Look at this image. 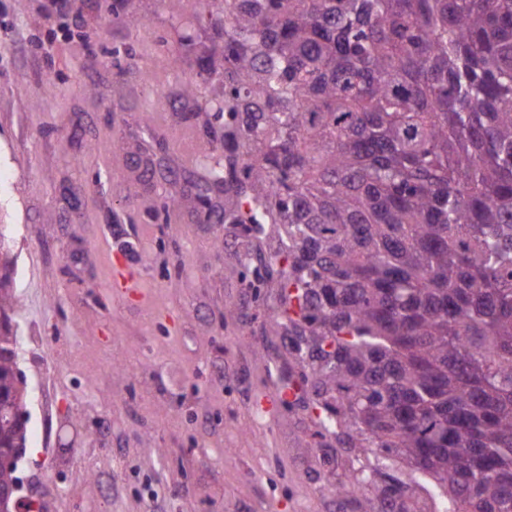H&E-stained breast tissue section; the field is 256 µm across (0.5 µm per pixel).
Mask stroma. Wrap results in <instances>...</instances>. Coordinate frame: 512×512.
I'll list each match as a JSON object with an SVG mask.
<instances>
[{
    "label": "stroma",
    "instance_id": "1",
    "mask_svg": "<svg viewBox=\"0 0 512 512\" xmlns=\"http://www.w3.org/2000/svg\"><path fill=\"white\" fill-rule=\"evenodd\" d=\"M112 2L74 0L63 31L46 0H0L21 512H384L336 495L367 460L315 447L303 402L256 408L296 370L275 289L245 286L248 239L198 215L224 120L190 110L197 59L169 54L198 0ZM117 250L145 264L141 299L112 288Z\"/></svg>",
    "mask_w": 512,
    "mask_h": 512
}]
</instances>
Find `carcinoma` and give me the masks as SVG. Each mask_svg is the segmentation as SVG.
Returning a JSON list of instances; mask_svg holds the SVG:
<instances>
[{
	"label": "carcinoma",
	"instance_id": "1",
	"mask_svg": "<svg viewBox=\"0 0 512 512\" xmlns=\"http://www.w3.org/2000/svg\"><path fill=\"white\" fill-rule=\"evenodd\" d=\"M199 2L210 44L179 47L224 86L189 83L224 116L199 200L264 256L245 283L278 289L317 446L374 458L336 493L512 512V0ZM16 339L1 313L6 405Z\"/></svg>",
	"mask_w": 512,
	"mask_h": 512
}]
</instances>
